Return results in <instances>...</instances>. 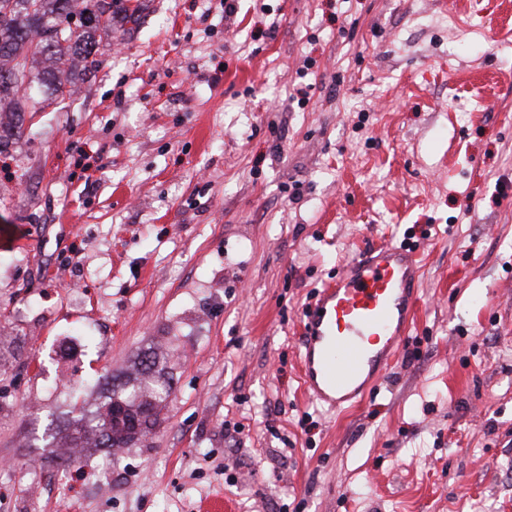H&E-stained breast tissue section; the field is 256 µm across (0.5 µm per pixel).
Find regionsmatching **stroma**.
Here are the masks:
<instances>
[{"label":"stroma","mask_w":512,"mask_h":512,"mask_svg":"<svg viewBox=\"0 0 512 512\" xmlns=\"http://www.w3.org/2000/svg\"><path fill=\"white\" fill-rule=\"evenodd\" d=\"M138 1L0 133V512H512V0ZM384 242L416 324L330 412L303 311ZM149 347L159 426L59 479L71 385Z\"/></svg>","instance_id":"obj_1"}]
</instances>
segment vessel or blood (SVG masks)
I'll return each mask as SVG.
<instances>
[{
  "instance_id": "vessel-or-blood-1",
  "label": "vessel or blood",
  "mask_w": 512,
  "mask_h": 512,
  "mask_svg": "<svg viewBox=\"0 0 512 512\" xmlns=\"http://www.w3.org/2000/svg\"><path fill=\"white\" fill-rule=\"evenodd\" d=\"M416 252L390 243L360 252L303 320L302 379L329 410L359 404L405 342L417 302Z\"/></svg>"
}]
</instances>
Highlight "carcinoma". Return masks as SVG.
Listing matches in <instances>:
<instances>
[{
  "label": "carcinoma",
  "instance_id": "carcinoma-1",
  "mask_svg": "<svg viewBox=\"0 0 512 512\" xmlns=\"http://www.w3.org/2000/svg\"><path fill=\"white\" fill-rule=\"evenodd\" d=\"M113 17L109 0H0V112L20 122L32 91L71 94L66 86L98 66L99 42L112 32ZM166 364L149 352L134 372L112 379L95 411L73 404L62 447L83 448L93 433L98 448H126L153 431L170 393L159 383Z\"/></svg>",
  "mask_w": 512,
  "mask_h": 512
}]
</instances>
